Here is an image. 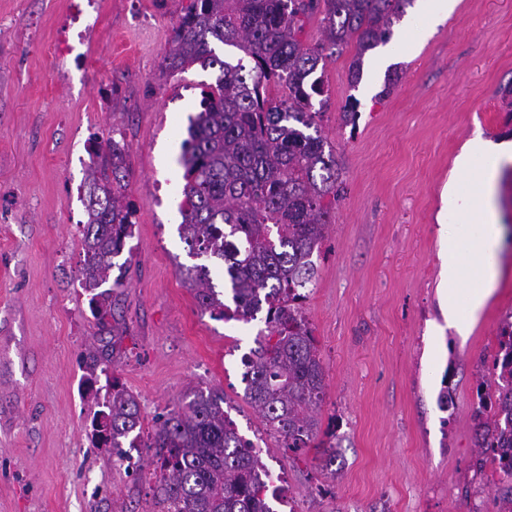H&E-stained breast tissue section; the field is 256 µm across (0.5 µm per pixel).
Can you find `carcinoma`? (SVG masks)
Instances as JSON below:
<instances>
[{"mask_svg": "<svg viewBox=\"0 0 512 512\" xmlns=\"http://www.w3.org/2000/svg\"><path fill=\"white\" fill-rule=\"evenodd\" d=\"M411 0H189L172 26L163 57L172 76L200 64L217 71L203 86L183 141L181 223L189 257L181 266L203 313L251 320L266 311L265 330L242 359L246 398L285 450L313 448L322 468L336 464L339 443L319 438L316 411L324 371L303 303L314 287L315 251L347 192L342 169L321 135L328 100L318 71L325 59L354 45L351 81L365 54L391 36ZM321 13L325 43L302 40L306 21ZM242 56L220 58L212 44ZM282 90L275 98L271 89ZM90 166L79 252V284L99 331L120 339L114 313L128 285L132 257L117 262L133 235L131 167L126 132L87 139ZM222 267L234 307L215 290ZM106 372V350L88 354ZM477 459L500 477L499 512H512V314L501 321L491 377L477 386ZM92 421V436L120 449L138 447L142 418L133 394L117 381ZM143 447L160 472L155 497L161 512H274L260 480L264 465L224 411V390L193 391L176 409L158 414Z\"/></svg>", "mask_w": 512, "mask_h": 512, "instance_id": "obj_1", "label": "carcinoma"}]
</instances>
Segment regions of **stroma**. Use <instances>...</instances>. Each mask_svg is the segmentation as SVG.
Here are the masks:
<instances>
[{"label": "stroma", "instance_id": "35a3bbf8", "mask_svg": "<svg viewBox=\"0 0 512 512\" xmlns=\"http://www.w3.org/2000/svg\"><path fill=\"white\" fill-rule=\"evenodd\" d=\"M188 0H0V512H158L159 477L143 448L128 473L91 422L104 394L84 355L101 336L77 266L93 131L123 126L137 210L133 266L119 297L124 331L112 374L140 404L145 431L194 389H223L240 435L286 480L300 512H495L500 484L478 475L472 412L484 361L512 313V169L498 191L495 292L468 338L449 328L442 283V191L474 134L512 141V0H459L429 26L405 10L389 59L353 48L327 59L322 133L348 191L313 260L304 303L325 372L321 420L341 455L280 448L248 403L241 359L263 317L215 319L197 308L178 267L177 163L188 118L212 69L171 77L167 39ZM390 96L378 94L389 76ZM355 124L341 121L348 99ZM448 405L440 407L439 394Z\"/></svg>", "mask_w": 512, "mask_h": 512}]
</instances>
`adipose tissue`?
Wrapping results in <instances>:
<instances>
[{"label": "adipose tissue", "instance_id": "adipose-tissue-1", "mask_svg": "<svg viewBox=\"0 0 512 512\" xmlns=\"http://www.w3.org/2000/svg\"><path fill=\"white\" fill-rule=\"evenodd\" d=\"M495 170L484 171L476 205L457 204L455 182H448L444 193L448 207L442 209L439 221L443 224L460 223L458 237L449 239L444 278L448 285V323L460 336H468L474 320L494 292L499 262V224L493 188ZM477 265L483 285L466 288L462 285L464 264Z\"/></svg>", "mask_w": 512, "mask_h": 512}]
</instances>
